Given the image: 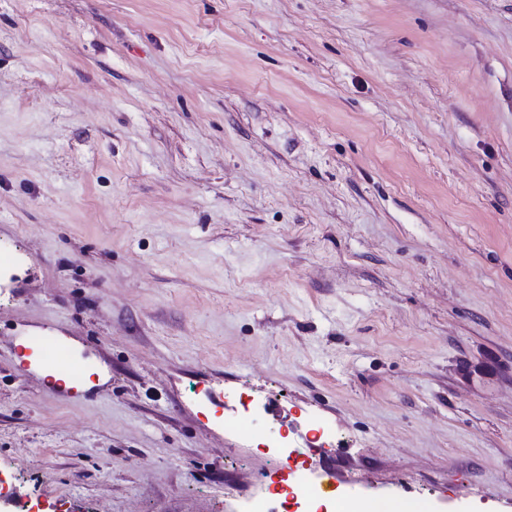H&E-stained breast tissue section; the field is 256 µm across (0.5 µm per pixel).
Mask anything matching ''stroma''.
<instances>
[{
	"label": "stroma",
	"instance_id": "1",
	"mask_svg": "<svg viewBox=\"0 0 512 512\" xmlns=\"http://www.w3.org/2000/svg\"><path fill=\"white\" fill-rule=\"evenodd\" d=\"M1 255L19 503L512 512V0H0ZM29 339L30 341L27 343L31 346L24 348L32 351L35 348L39 352V368L45 373L53 372L62 377L55 380L53 376H46L47 382L52 385L55 394L62 399L70 398L76 387H67L66 380L82 381L80 362L57 336H38ZM302 452L299 448H285L270 456L271 460L278 464L283 472H281L280 482H286L285 486L280 485L279 492L281 494V512H334L328 510L325 504H320L317 508L314 505L320 502L323 495L317 493L315 488V480H313L305 467L306 461L302 459ZM285 457V461H284ZM289 470V472H288ZM286 471V472H285ZM291 480V492H288V480ZM284 491V494L281 493Z\"/></svg>",
	"mask_w": 512,
	"mask_h": 512
}]
</instances>
